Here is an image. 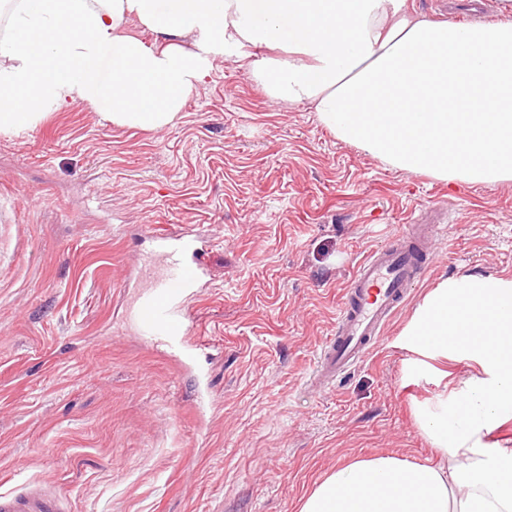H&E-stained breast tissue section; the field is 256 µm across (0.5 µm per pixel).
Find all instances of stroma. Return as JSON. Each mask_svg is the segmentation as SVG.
Listing matches in <instances>:
<instances>
[{"instance_id": "1", "label": "stroma", "mask_w": 512, "mask_h": 512, "mask_svg": "<svg viewBox=\"0 0 512 512\" xmlns=\"http://www.w3.org/2000/svg\"><path fill=\"white\" fill-rule=\"evenodd\" d=\"M432 211L448 231L377 350L310 387L358 261ZM164 228L208 241L188 368L130 323L125 271ZM464 274L512 277L511 181L397 169L313 105L272 102L242 61L217 63L169 128L76 104L0 134V493L40 485L59 512H298L356 458L436 464L415 415L434 387L400 335Z\"/></svg>"}]
</instances>
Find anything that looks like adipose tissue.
Masks as SVG:
<instances>
[{
    "mask_svg": "<svg viewBox=\"0 0 512 512\" xmlns=\"http://www.w3.org/2000/svg\"><path fill=\"white\" fill-rule=\"evenodd\" d=\"M405 0H0V134L81 103L116 125H173L218 61L274 49L251 74L278 102L393 167L472 184L512 181V16L434 22ZM160 48L127 34L129 22ZM403 335L423 356L477 365L420 406L440 461L397 456L331 471L299 512H512V448L485 457L512 418V279L433 288ZM484 452L489 455L496 448H512V420L501 424L484 440Z\"/></svg>",
    "mask_w": 512,
    "mask_h": 512,
    "instance_id": "obj_1",
    "label": "adipose tissue"
}]
</instances>
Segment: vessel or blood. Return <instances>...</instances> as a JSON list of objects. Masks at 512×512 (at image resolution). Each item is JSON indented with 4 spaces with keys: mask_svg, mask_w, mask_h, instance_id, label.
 Masks as SVG:
<instances>
[{
    "mask_svg": "<svg viewBox=\"0 0 512 512\" xmlns=\"http://www.w3.org/2000/svg\"><path fill=\"white\" fill-rule=\"evenodd\" d=\"M439 224L405 225L356 265L340 299L336 328L322 345L313 366L315 377L331 381L362 365L384 336L394 315L430 264V244ZM158 264L135 265L132 276L144 282L134 321L147 342L165 347L181 363L194 362L201 345L192 340L186 302L198 287L204 266V241L189 232L155 235ZM0 512H58L51 496L29 492L0 494Z\"/></svg>",
    "mask_w": 512,
    "mask_h": 512,
    "instance_id": "obj_1",
    "label": "vessel or blood"
}]
</instances>
